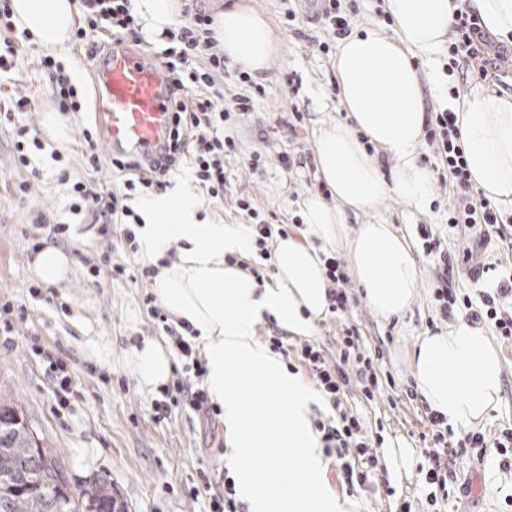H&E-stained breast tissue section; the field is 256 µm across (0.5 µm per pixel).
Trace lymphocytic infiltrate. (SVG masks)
Masks as SVG:
<instances>
[{"mask_svg": "<svg viewBox=\"0 0 512 512\" xmlns=\"http://www.w3.org/2000/svg\"><path fill=\"white\" fill-rule=\"evenodd\" d=\"M79 3L80 22L75 37L85 46L88 57L97 56L111 40L142 43L132 0H79ZM212 22L206 11L195 9L187 14L177 30L168 33L165 45L153 49V57L163 64L162 75L174 100L172 122L166 141L153 150L150 160L112 161V168L133 174L122 189L107 191L99 183L97 174L103 161L91 132L86 129L81 132L86 143L81 152L86 176L72 180L64 170L57 175L60 183L68 187L69 212L94 225H120L126 245L134 244L136 235L132 226L140 220L129 203L130 198L144 190L166 189L171 175L182 162H189L195 182L209 201L224 200L227 189L224 161L238 151L235 140L225 136L224 130L251 110L252 99L239 95L225 100L224 77L229 65L210 35ZM448 55L450 68L459 71L462 77L485 80L494 76L502 63L512 59V37L504 40L491 34L483 28L477 14L460 9L449 35ZM38 65L56 89L59 112L79 111L78 91L63 64L42 55ZM424 130L438 182L451 183L458 197L457 207L448 213V224L453 228L462 224L482 225L483 232L472 245L476 250H484L502 229L496 208L474 193L457 116L451 111L428 112ZM235 206L250 219L251 233L261 257L270 259V240L278 234L287 235V228L268 222L251 198L238 197ZM418 233L424 253L436 258L439 265L434 287L438 315L445 318L457 311H467L472 322L488 323L497 336L512 341V310L501 303L502 298L512 295V275L504 277L495 288L480 292L478 299H471L468 293L451 288L453 267L447 254L441 251L440 241L431 227L419 225ZM144 302L152 316L164 323L172 347L188 362L185 376L173 384L170 400L154 402L155 417H163L170 407L183 400L202 415L216 416L217 407L209 404L200 386L206 369L198 348L190 340L191 325L185 321L177 326L169 325L167 314L153 294H146ZM264 341L273 351L294 356L312 375L333 409L332 417L315 421L314 426L322 435L328 455L339 461L345 483L352 489L375 487L379 479L377 441L360 418L348 411L346 402L354 387L370 401L383 390L387 377L379 370L378 362L383 356L381 347H368L358 328L353 326L344 329L333 357L318 344H297L276 330L270 331ZM425 418L434 440L433 447L425 451L427 467L423 476L429 490V503H437L439 494L447 490L450 459L462 457L481 464L492 456L497 458L500 468L512 470V427H501L491 435L470 432L451 441L441 430L444 417L429 411Z\"/></svg>", "mask_w": 512, "mask_h": 512, "instance_id": "obj_1", "label": "lymphocytic infiltrate"}]
</instances>
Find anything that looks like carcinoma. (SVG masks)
<instances>
[{
    "label": "carcinoma",
    "mask_w": 512,
    "mask_h": 512,
    "mask_svg": "<svg viewBox=\"0 0 512 512\" xmlns=\"http://www.w3.org/2000/svg\"><path fill=\"white\" fill-rule=\"evenodd\" d=\"M87 512H124L103 479L83 491ZM59 453L35 437L8 396H0V512H77Z\"/></svg>",
    "instance_id": "1"
}]
</instances>
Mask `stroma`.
I'll return each instance as SVG.
<instances>
[{
  "instance_id": "obj_1",
  "label": "stroma",
  "mask_w": 512,
  "mask_h": 512,
  "mask_svg": "<svg viewBox=\"0 0 512 512\" xmlns=\"http://www.w3.org/2000/svg\"><path fill=\"white\" fill-rule=\"evenodd\" d=\"M238 1L267 19L279 50L268 69L255 76L264 94L254 96L251 111L231 130L238 152L225 160L228 191L224 201L202 202L199 216L216 224L246 223L234 200L248 196L270 223L288 225L289 235L298 239L302 233L291 222L300 202L315 190L318 131L322 124L345 116L335 56L319 52V42L328 35L309 21L302 0H222L227 6ZM292 10L297 13L293 23L287 20ZM20 50L22 61L0 76V298L24 309L27 320L15 324L12 332L0 330V391L26 415L44 445L58 450L71 494L80 495L99 476L108 480L127 512H207V500L195 497L194 490L203 480L224 479V426L210 424L184 401L166 419H154L152 402L165 394L141 386L130 351L147 339L168 341L162 324L143 303L154 285L128 276L115 278L105 270L97 275L91 272L109 250L115 261L132 270L145 261L141 254L127 253L122 247L120 225L102 232L70 214L66 188L56 179L58 165L50 158L54 149L64 152L72 176H85L75 139L84 127L96 144H103L104 131L94 112L67 123L63 134H45V149L36 159L38 175L16 166L17 128L41 127L44 112L53 107L51 88L35 52L25 44ZM22 95L30 103L18 113L14 104ZM294 106L303 112L304 125L292 133L279 126L278 119ZM7 112L12 115L8 121L3 118ZM256 151L266 154L267 161L254 170L246 161ZM282 153L303 158L304 167L283 168L278 160ZM22 183L27 191H19ZM439 202L436 210H417L388 195L371 211L350 215V226L391 224L407 239L420 267L421 292L402 317L387 320L368 306L360 288H352L348 312L326 313L312 337L332 354L343 329L354 325L367 344L382 348L379 369L391 375L403 401L393 408L385 396L370 402L355 390L347 406L365 419L369 431H381L386 443L412 449L414 470L402 478H390L389 484L397 495L413 499L417 512L427 510L419 468L426 463L423 435L428 426L422 417L423 397H405L406 391L417 388L410 358L421 336L445 332L451 326L450 321L436 317L432 284L437 270L433 259L422 252L418 225H431L439 236L453 266L454 288L475 296L490 288L494 278L490 272L476 275L474 263L465 257L478 228H449L448 209L454 197L443 193ZM39 212L56 214L68 223L63 240L52 238L48 227L32 224V216ZM37 241L68 258L67 273L57 284H42L37 277L32 251ZM33 285L39 288L34 296L29 293ZM493 343L501 359L503 384L497 406L476 424L486 432L512 424V341L497 337ZM36 344L52 350L74 378L77 396L69 408L57 409L45 367L32 351ZM448 469L450 495L443 505L445 512H506L504 499L512 495V471H502L494 463L479 467L462 458L449 461Z\"/></svg>"
}]
</instances>
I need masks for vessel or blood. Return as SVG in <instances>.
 Returning <instances> with one entry per match:
<instances>
[{
	"label": "vessel or blood",
	"instance_id": "obj_1",
	"mask_svg": "<svg viewBox=\"0 0 512 512\" xmlns=\"http://www.w3.org/2000/svg\"><path fill=\"white\" fill-rule=\"evenodd\" d=\"M97 114L111 157L144 153L161 143L171 103L161 66L136 47L121 44L104 59H93Z\"/></svg>",
	"mask_w": 512,
	"mask_h": 512
}]
</instances>
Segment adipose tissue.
Segmentation results:
<instances>
[{
    "label": "adipose tissue",
    "mask_w": 512,
    "mask_h": 512,
    "mask_svg": "<svg viewBox=\"0 0 512 512\" xmlns=\"http://www.w3.org/2000/svg\"><path fill=\"white\" fill-rule=\"evenodd\" d=\"M394 36L373 28L341 40L336 76L345 120L321 126L316 174L334 200L318 193L302 202L304 237H275V271L258 283L228 265L227 256L255 249L241 224H205L199 204L186 192L140 198L138 228L142 254L160 262L156 293L174 320L197 331L207 366L208 393L223 411L228 450L239 497L249 512H356L357 505L325 483L322 443L311 414L322 399L301 375L288 371L282 356L258 336L272 318L298 336L312 335L329 310L326 255L345 247L358 286L378 314L402 316L419 293L420 270L404 236L390 224L350 227L349 214L370 211L388 194L418 210L428 209L434 184L421 165L425 105L417 61H435L443 49L456 7L475 12L485 29L512 33V0H385ZM147 40L163 41L182 10L181 0H134ZM76 0H11L16 30L39 49L67 50L78 15ZM213 36L232 66L249 73L267 69L277 50L268 22L248 8L218 10ZM466 149L476 190L512 207V98L479 93L450 101ZM391 161L382 171L365 143ZM177 260L165 262L172 245ZM131 355L142 386L165 385L172 373L169 354L152 340ZM413 374L430 409L453 428L485 419L499 401L502 366L489 333L457 320L451 331L421 338L412 356ZM297 459L286 468V455Z\"/></svg>",
    "instance_id": "adipose-tissue-1"
}]
</instances>
